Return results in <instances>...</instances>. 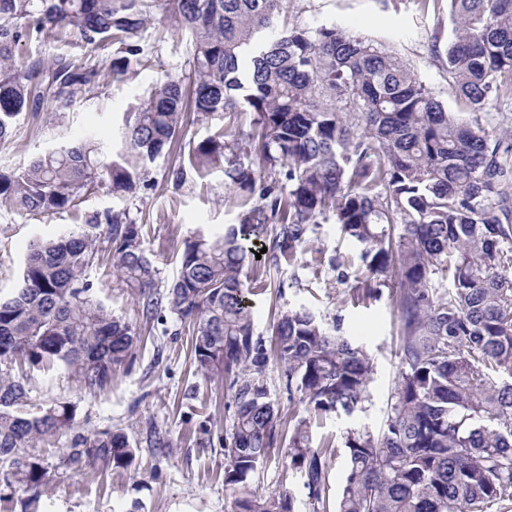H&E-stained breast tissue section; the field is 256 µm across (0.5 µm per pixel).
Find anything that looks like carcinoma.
I'll list each match as a JSON object with an SVG mask.
<instances>
[{"instance_id":"1","label":"carcinoma","mask_w":512,"mask_h":512,"mask_svg":"<svg viewBox=\"0 0 512 512\" xmlns=\"http://www.w3.org/2000/svg\"><path fill=\"white\" fill-rule=\"evenodd\" d=\"M448 2L452 36L433 52L459 112L373 39L336 25L276 28L282 0H0V145L44 99L76 104L98 77L93 52L102 43L117 44L116 82L151 66L141 32L157 6L185 41L192 72L190 86L167 76L130 108L109 164L79 138L0 172V210H64L102 181L132 193L186 114L254 116L258 138L220 128L177 170L181 182L186 169L222 158L225 187L243 194L239 223L184 242L166 292L155 291L144 225L124 212L105 215L113 273L142 299L143 319L168 308L192 327L199 371L230 380L224 483L237 492L235 512H297L289 491L251 490L278 438L270 357L289 398L299 396L316 417H350L371 399L374 365L345 335L342 317L330 331L286 303L264 335L249 305L253 241L271 232L268 262L291 266L328 213L357 250L355 263L329 261L338 281L352 278L354 294L375 299L397 284L402 368L384 427L347 431L336 500L332 445L312 447L307 419L294 424L288 456L308 512H503L512 504V133L485 119L490 102L512 98V0ZM59 31L90 47L84 63L17 62L20 43ZM95 247L96 237L75 232L33 243L19 288L0 298V467L35 499L49 483L39 449L68 434L69 468L125 470L134 460L124 432L75 434L68 403H31L30 369L63 364L94 392L139 343L132 325L91 298Z\"/></svg>"}]
</instances>
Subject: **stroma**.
<instances>
[{"mask_svg":"<svg viewBox=\"0 0 512 512\" xmlns=\"http://www.w3.org/2000/svg\"><path fill=\"white\" fill-rule=\"evenodd\" d=\"M282 16L310 27L337 23L384 43L434 91L449 111L460 108L442 62L430 50L433 38L448 39L452 23L448 0H283ZM142 42L153 65L121 82L102 75L94 87L80 94L76 105L59 107L45 102L42 111L19 118L10 142L0 145V170L9 172L37 154L75 138L94 139L101 161L120 148V128L130 106L162 74L190 83L185 45L168 33L161 9H154ZM85 49L78 35L62 33L20 47V61L57 55L80 63ZM227 118L186 124L170 153L149 167L136 194L118 195L107 183L82 193L74 207L41 215L0 212V295L16 288L30 241L65 231L86 230L94 217L125 212L145 227L143 249L157 269V284L166 288L177 276L186 239L196 231L223 233L239 221L240 208L224 186V164L215 162L203 173L189 172L175 184L170 169L180 155L227 125ZM98 259L87 273L93 300L138 326L143 336L132 360L114 365L112 379L96 392L81 388L71 371L59 365L36 375V402L59 400L75 410L76 431L90 435L106 429L126 433L136 450L132 467H99L73 471L60 464L62 447L41 449L51 475L39 499L0 480V512H234L236 498L224 483L227 459L224 442L231 432L233 392L222 379H209L196 369L191 333L176 316L162 312L143 323L138 298L112 274L105 256L110 251L107 225L96 230ZM346 259L356 254L333 221L325 219L313 250L299 256L295 266L275 269L267 259L251 260L262 292L252 298L255 328L265 332L283 304L306 306L325 323L344 320V332L363 345L374 364L372 399L364 412L347 418L329 415L312 420L313 447L324 441L341 446L349 429L379 431L390 409L395 379L401 368L400 322L393 293L380 299L352 301L351 282H340L329 265L315 266L316 254ZM271 396L279 409L281 438L256 475L252 489L259 494L302 486L288 460V437L295 418L306 410L289 400L281 382V366H267Z\"/></svg>","mask_w":512,"mask_h":512,"instance_id":"1","label":"stroma"}]
</instances>
